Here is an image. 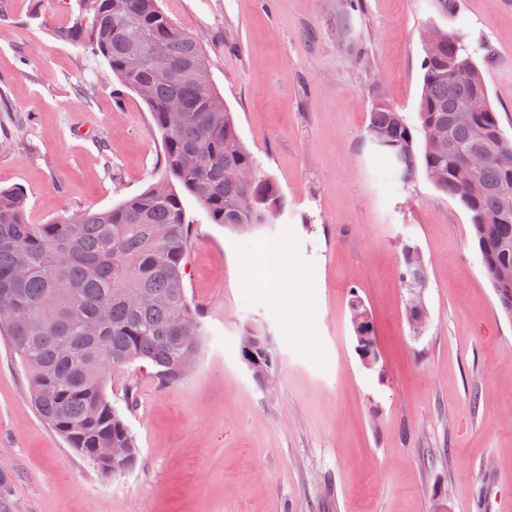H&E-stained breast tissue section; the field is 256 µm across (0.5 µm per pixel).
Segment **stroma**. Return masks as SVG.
<instances>
[{
	"mask_svg": "<svg viewBox=\"0 0 512 512\" xmlns=\"http://www.w3.org/2000/svg\"><path fill=\"white\" fill-rule=\"evenodd\" d=\"M199 39L238 131L281 186L289 215L236 232L192 197L186 295L207 336L192 374L107 376L132 429L134 468L101 473L38 415L29 375L0 335V469L15 512H512V322L468 213L425 175L400 183L365 137L375 95L416 120L423 36L483 47L478 63L512 139V0H159ZM78 0H0V190L31 223L109 210L144 191L162 143L138 94L62 35ZM428 270L429 327L413 338L403 242ZM283 290L239 275L257 256ZM378 332L362 366L348 298ZM277 365L257 380L244 326ZM136 385L127 400L128 385ZM246 336H254L255 338L259 339L260 342L265 347H267V349L269 351V357L266 358L265 360H263L262 364L265 368H268L270 370L273 369L274 364H275V358L269 348L268 338L265 336V334H263L259 330L253 329V331H249L246 329L245 334L243 336H241L239 347H240V355H241L242 360L243 361L246 360V358L249 354V349H252L254 351V347L251 346V344ZM270 370L263 371L262 375L264 378L270 376Z\"/></svg>",
	"mask_w": 512,
	"mask_h": 512,
	"instance_id": "stroma-1",
	"label": "stroma"
}]
</instances>
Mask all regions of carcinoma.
<instances>
[{"label":"carcinoma","mask_w":512,"mask_h":512,"mask_svg":"<svg viewBox=\"0 0 512 512\" xmlns=\"http://www.w3.org/2000/svg\"><path fill=\"white\" fill-rule=\"evenodd\" d=\"M76 45L103 58L112 75L138 91L163 141L160 180L106 211L85 210L49 224L26 218L21 190L0 191V332L27 368L40 417L76 452L90 459L97 448H126L125 471L137 455L135 436L106 394V374L146 362L164 383L183 381L179 371L187 345L180 327H192V348L201 352L202 314L192 309L183 283V261L192 224L172 181L191 195L215 224L245 231L272 224L288 203L279 185L243 143L234 113L214 87L198 79L210 72L201 43L160 10L159 0H79V14L64 31ZM161 41L166 55L152 59L147 45ZM470 46L435 32L424 46L418 124L377 96L366 136L389 159L394 177L407 183L418 171L468 212L472 239L485 257L512 264V211L502 215L503 196L512 208V140L492 105L477 123L452 122L476 88H486ZM176 99L180 111L172 113ZM439 124L459 148L486 147L481 168L459 167L455 156L427 135ZM249 170L243 182L239 173ZM29 262L14 275L20 257ZM401 279H427L421 253L402 248Z\"/></svg>","instance_id":"cac0c4a2"}]
</instances>
